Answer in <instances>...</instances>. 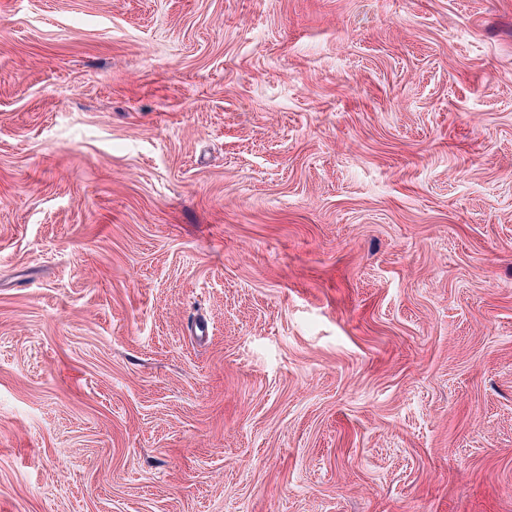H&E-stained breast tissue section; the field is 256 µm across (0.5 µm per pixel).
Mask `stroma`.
<instances>
[{
    "mask_svg": "<svg viewBox=\"0 0 512 512\" xmlns=\"http://www.w3.org/2000/svg\"><path fill=\"white\" fill-rule=\"evenodd\" d=\"M0 512H512V0H0Z\"/></svg>",
    "mask_w": 512,
    "mask_h": 512,
    "instance_id": "obj_1",
    "label": "stroma"
}]
</instances>
